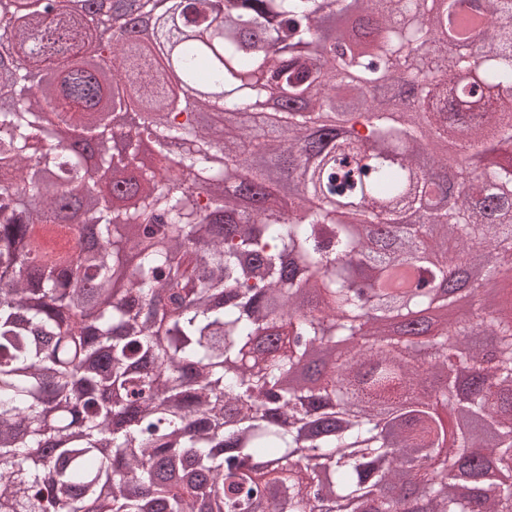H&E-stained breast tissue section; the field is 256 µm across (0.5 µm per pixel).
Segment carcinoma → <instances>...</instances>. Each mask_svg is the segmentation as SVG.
I'll return each mask as SVG.
<instances>
[{"label": "carcinoma", "instance_id": "cac0c4a2", "mask_svg": "<svg viewBox=\"0 0 512 512\" xmlns=\"http://www.w3.org/2000/svg\"><path fill=\"white\" fill-rule=\"evenodd\" d=\"M73 2L0 0V505L512 512L440 414L512 465V320L485 293L512 258V0H454L475 57L446 0H134L106 41ZM131 102L138 172L112 157ZM75 217L78 252L35 234ZM448 262L470 318L387 337L454 299ZM450 364L480 376L463 399Z\"/></svg>", "mask_w": 512, "mask_h": 512}]
</instances>
